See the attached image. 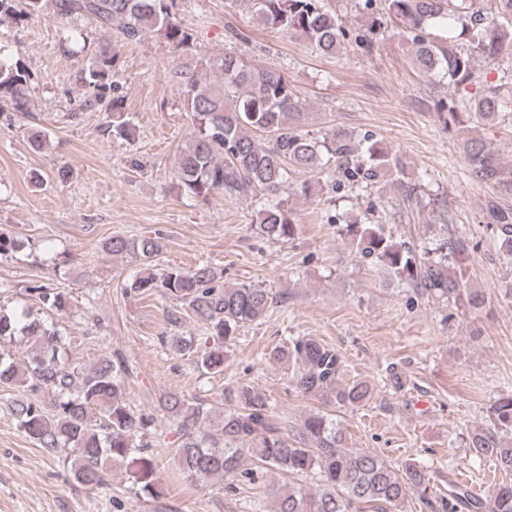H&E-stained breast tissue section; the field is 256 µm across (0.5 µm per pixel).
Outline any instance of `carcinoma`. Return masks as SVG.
Here are the masks:
<instances>
[{"label":"carcinoma","mask_w":512,"mask_h":512,"mask_svg":"<svg viewBox=\"0 0 512 512\" xmlns=\"http://www.w3.org/2000/svg\"><path fill=\"white\" fill-rule=\"evenodd\" d=\"M265 27L303 38L314 52L327 58L353 41L371 51L388 19L406 25L412 43V63L428 77L442 76L461 84L475 78V61L484 58L512 63V0H495L484 14L475 0H357L355 8L368 17L366 31L345 25L325 0H230ZM89 16L106 34L98 52L83 71L85 106H100L110 114L112 136L125 139L132 128L124 99L117 95L112 29L127 40L154 33L165 39L182 61L171 78L184 93V109L192 131L175 162L181 193L208 200L214 195L251 199L257 204L254 233L273 242L291 243L298 235L288 195L293 173L318 177L305 182L300 194L309 199L322 190L367 192L389 177L398 183L406 208L417 200V187L407 181L405 164L371 133L355 136L336 128L322 136L305 130L307 112L295 86L276 68L251 64L234 48L219 55L194 51L193 34L176 18V0H0V20L15 21L48 14ZM33 75L0 50V109L27 112ZM448 126L471 120L479 125L512 115V87L498 83L465 103L450 99ZM471 175L492 178L497 169L485 148L473 142L467 148ZM336 234L363 265L385 273V285L407 283L416 296L437 301H461L471 312L484 303L483 294L467 287L462 272L450 259L469 247L463 237H445L433 249L393 235L382 220L346 213L326 215ZM500 249L512 257V217L502 214L490 225ZM114 257L139 266L126 293L150 295L161 289L181 302L184 313L202 324L206 337L196 342L174 334L169 349L193 356L203 375L224 372V347L238 331L265 317L274 303L271 292L252 284L224 285L223 273L209 264L191 270L168 268L152 272L151 262L162 250L154 238L115 234L104 243ZM39 308L65 313L70 296L45 284L28 288ZM26 338L25 355L5 348L16 337ZM63 337L30 307L21 310L0 305V391L14 393L11 409L17 426L46 453L65 455L75 479L99 490L107 486L109 469L124 467L131 483L150 495L160 494L149 427L152 419L136 414L127 403L124 359L102 358L89 368H76L65 358ZM275 358L292 367L291 378L304 395L338 407L358 408L373 396L366 380L344 382V362L333 348L313 336H297L276 351ZM43 392L46 398L27 396ZM240 408L223 415L211 430V409L170 393L160 401L177 421L175 457L184 476L197 484L224 480L237 492L265 487L276 472L315 474L321 488L312 493L293 486L271 489V512H388L409 490L429 487L424 467L410 462L398 471L381 456L344 446L341 427L328 415L306 417L296 443H290L269 414L267 401L248 387L239 392ZM492 426L469 436L470 452L488 459L491 467L512 474V394L490 406ZM442 512H512V482L495 485L484 499L466 486L448 484L439 496Z\"/></svg>","instance_id":"1"}]
</instances>
